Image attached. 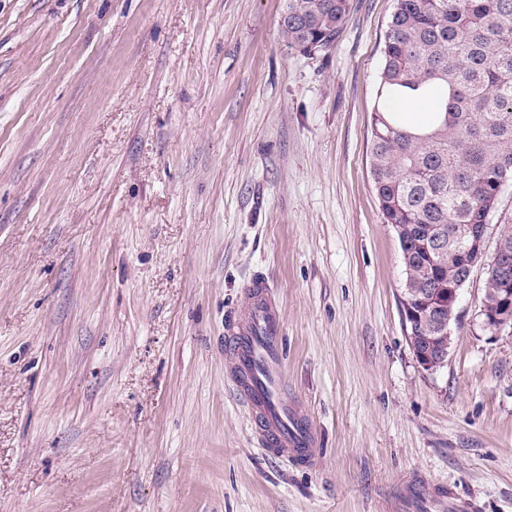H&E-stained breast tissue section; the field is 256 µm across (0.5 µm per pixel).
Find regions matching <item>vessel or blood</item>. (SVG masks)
<instances>
[{
	"mask_svg": "<svg viewBox=\"0 0 512 512\" xmlns=\"http://www.w3.org/2000/svg\"><path fill=\"white\" fill-rule=\"evenodd\" d=\"M246 322L228 319L225 348L238 396L254 414L261 437L273 454L284 455L302 467L315 464V433L296 402L283 388L282 322L265 279L257 277L245 290ZM398 512H475L473 500L451 496L446 485L425 488L414 482Z\"/></svg>",
	"mask_w": 512,
	"mask_h": 512,
	"instance_id": "b4317fda",
	"label": "vessel or blood"
}]
</instances>
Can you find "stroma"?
<instances>
[{
    "instance_id": "obj_1",
    "label": "stroma",
    "mask_w": 512,
    "mask_h": 512,
    "mask_svg": "<svg viewBox=\"0 0 512 512\" xmlns=\"http://www.w3.org/2000/svg\"><path fill=\"white\" fill-rule=\"evenodd\" d=\"M284 0H0V512H389L408 476L512 512V334L460 292L409 345L370 172L394 0L324 51ZM273 284L320 464L262 443L226 370Z\"/></svg>"
}]
</instances>
